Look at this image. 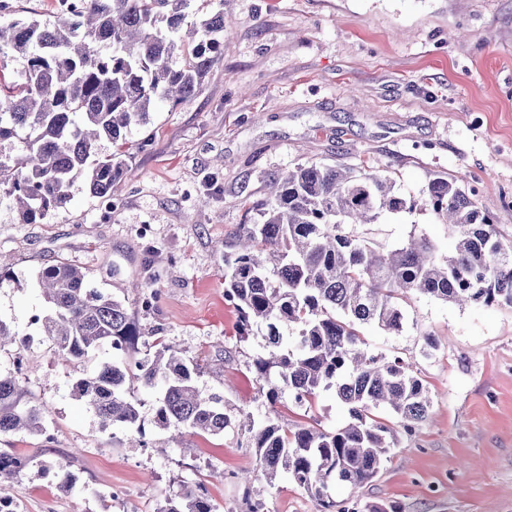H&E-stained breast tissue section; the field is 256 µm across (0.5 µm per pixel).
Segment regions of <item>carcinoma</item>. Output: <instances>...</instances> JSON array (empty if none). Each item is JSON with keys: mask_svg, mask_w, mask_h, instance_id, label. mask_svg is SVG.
Returning <instances> with one entry per match:
<instances>
[{"mask_svg": "<svg viewBox=\"0 0 512 512\" xmlns=\"http://www.w3.org/2000/svg\"><path fill=\"white\" fill-rule=\"evenodd\" d=\"M58 0L55 19L0 22V57L19 56L22 69L0 64V192L27 224L67 203L74 174H86L91 195L112 203L127 176L123 148L158 103L194 98L204 74L224 48V11L189 21L190 0H80L71 13ZM109 52L104 53L101 48ZM182 63L173 65V58ZM27 132V153L6 144ZM106 139L115 150L98 153ZM267 198L255 204L261 223L243 224L224 255V298L238 312V333L266 330L264 353L252 363L259 392L276 404L288 393L312 406L334 393L346 422L333 430L289 427L248 417L256 474L273 482L286 474L316 502L319 512H352L332 496L345 484L371 481L407 433L428 420L432 401L423 380L402 359L366 350L362 328L399 334L405 305L415 294L459 306L512 307V246L498 240L491 215L456 177L432 179L416 199L376 170L359 175L322 163L300 164L269 179ZM430 210L455 235L454 251L438 255L425 237L378 249L358 226L388 215ZM46 310L33 322L58 356L75 362L108 349L112 359L73 384V396L103 429L143 437L139 386L158 388L153 422L162 430L218 436L232 420L223 396L197 385V367L155 339L152 357L124 358L144 332L126 305L88 287L87 274L61 261L39 271ZM300 327L292 341L284 326ZM44 431L40 409L29 405L11 375L0 373V435ZM31 459L0 453V477L11 478ZM159 512H217L200 483L187 484Z\"/></svg>", "mask_w": 512, "mask_h": 512, "instance_id": "carcinoma-1", "label": "carcinoma"}]
</instances>
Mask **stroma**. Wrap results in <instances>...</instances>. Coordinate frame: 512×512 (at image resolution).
<instances>
[{
    "label": "stroma",
    "mask_w": 512,
    "mask_h": 512,
    "mask_svg": "<svg viewBox=\"0 0 512 512\" xmlns=\"http://www.w3.org/2000/svg\"><path fill=\"white\" fill-rule=\"evenodd\" d=\"M223 11L224 54L190 101L164 104L132 130L131 177L115 208L77 176L72 198L43 223L26 224L0 194V319L21 337L0 348V370L24 359L20 382L43 411V434L0 437V452L33 457L0 479L15 512H158L182 485L204 482L219 512H247L241 477L255 466L247 433L184 432L180 449L161 454L165 437L151 420L155 390L139 389L145 444L122 429L101 430L74 398L80 373L103 362L59 358L46 337L29 336L45 307L36 273L65 260L92 285L124 300L145 331L129 360L163 337L201 364L199 387L224 397L230 417L297 425L316 418L328 430L346 413L334 394L311 411L290 396L270 404L251 366L264 329L239 337L224 298V256L240 225L259 223L253 205L269 178L318 162L381 170L396 188L422 197L435 176L463 175L512 246V0H192L195 19ZM425 236L440 253L454 237L430 211L401 214L371 228L382 249ZM152 280L150 307L132 284ZM401 334L364 328L369 349L410 362L426 384L432 417L403 437L378 475L357 491L341 486L357 512L397 504L400 512H512V307L467 306L427 296L406 307ZM441 348L422 354L423 336ZM66 465L73 490L59 488ZM262 512H317L285 479L266 487Z\"/></svg>",
    "instance_id": "obj_1"
}]
</instances>
